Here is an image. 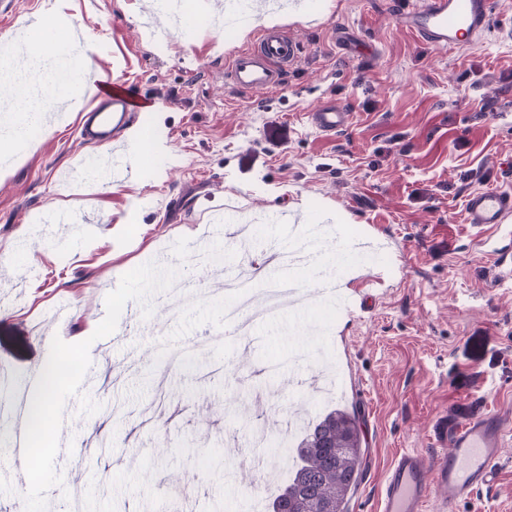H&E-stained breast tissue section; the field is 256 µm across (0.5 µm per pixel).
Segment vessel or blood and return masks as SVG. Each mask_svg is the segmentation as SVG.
Listing matches in <instances>:
<instances>
[{"label":"vessel or blood","instance_id":"vessel-or-blood-1","mask_svg":"<svg viewBox=\"0 0 512 512\" xmlns=\"http://www.w3.org/2000/svg\"><path fill=\"white\" fill-rule=\"evenodd\" d=\"M507 0H423L418 8L401 13L402 24L417 41L435 49L460 48L486 34L495 12ZM301 44L291 32L263 31L257 43L235 53L227 62L231 85L241 91L259 93L283 83L300 57ZM104 108L91 113L81 130L82 139L97 143L117 140L119 132L135 125L151 131L147 105L130 87L116 84L99 87ZM308 123L324 134L343 130L350 114L326 103L309 112ZM468 222L477 241L494 236L502 244L503 257L512 258V190L488 189L472 192L466 203ZM321 242L312 240L297 262L316 272L314 292L328 300L339 292L334 277L320 273ZM38 384L37 375L16 382L6 367H0V423L9 426L14 451L25 446L23 426L27 395ZM512 432L500 413L490 412L456 428L444 442V452L424 461L415 450L399 453L387 468L378 495V512H424L435 505L438 512H454L457 503L491 486L505 445Z\"/></svg>","mask_w":512,"mask_h":512}]
</instances>
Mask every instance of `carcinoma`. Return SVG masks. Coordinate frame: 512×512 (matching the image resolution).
<instances>
[{"mask_svg":"<svg viewBox=\"0 0 512 512\" xmlns=\"http://www.w3.org/2000/svg\"><path fill=\"white\" fill-rule=\"evenodd\" d=\"M359 419L340 408L320 415L295 449L288 481L269 499V512H347L364 451Z\"/></svg>","mask_w":512,"mask_h":512,"instance_id":"1","label":"carcinoma"}]
</instances>
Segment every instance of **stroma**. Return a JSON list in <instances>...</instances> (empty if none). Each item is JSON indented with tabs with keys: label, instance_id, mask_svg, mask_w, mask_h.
<instances>
[{
	"label": "stroma",
	"instance_id": "35a3bbf8",
	"mask_svg": "<svg viewBox=\"0 0 512 512\" xmlns=\"http://www.w3.org/2000/svg\"><path fill=\"white\" fill-rule=\"evenodd\" d=\"M163 0H13L0 33L56 6L91 49L94 68L152 99L160 150L150 166L105 177L101 144L77 136L81 112L40 115L39 146L0 183V361L15 381L43 357L40 339L76 336L85 321L99 382L62 389L69 422L39 481L78 492L80 512H251L270 498L247 466L266 425L273 465L291 455L278 420L310 396L313 361L331 357L343 386L336 407L364 434L348 512H376L383 475L406 448L438 454L445 428L496 411L512 420V281L477 244L465 199L512 189V11L464 49L434 50L400 21L421 0H317L314 17L284 16L301 40L284 83L250 94L224 74L259 24L224 35L203 25L157 50ZM353 31L358 48L334 38ZM332 103L351 114L326 136L306 115ZM331 234L323 268L359 289L382 273L356 312L313 301L301 324L270 315L248 334L227 324L243 302L224 288L244 256L292 244L295 204ZM74 209L75 223L56 213ZM243 240L212 234L220 217ZM379 239L370 259L351 253ZM170 254V267L152 257ZM70 470L71 483L56 482ZM56 502L0 484V512H56ZM456 512H512V438L496 482Z\"/></svg>",
	"mask_w": 512,
	"mask_h": 512
}]
</instances>
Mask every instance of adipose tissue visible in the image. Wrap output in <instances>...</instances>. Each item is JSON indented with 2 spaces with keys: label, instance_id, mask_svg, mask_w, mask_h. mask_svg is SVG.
Returning <instances> with one entry per match:
<instances>
[{
  "label": "adipose tissue",
  "instance_id": "1",
  "mask_svg": "<svg viewBox=\"0 0 512 512\" xmlns=\"http://www.w3.org/2000/svg\"><path fill=\"white\" fill-rule=\"evenodd\" d=\"M25 46L31 60L47 63L43 82L52 100L80 101L87 89L103 79L88 54H77L72 26L63 22L55 9L41 11L26 28ZM100 329V323H89L80 336L62 345L51 336L42 339L48 356L37 365L40 384L27 397L24 421L28 445L16 463L26 483L36 481L44 461L55 450L52 421L57 413L56 396L71 380L74 365L87 358L83 338L98 334Z\"/></svg>",
  "mask_w": 512,
  "mask_h": 512
}]
</instances>
